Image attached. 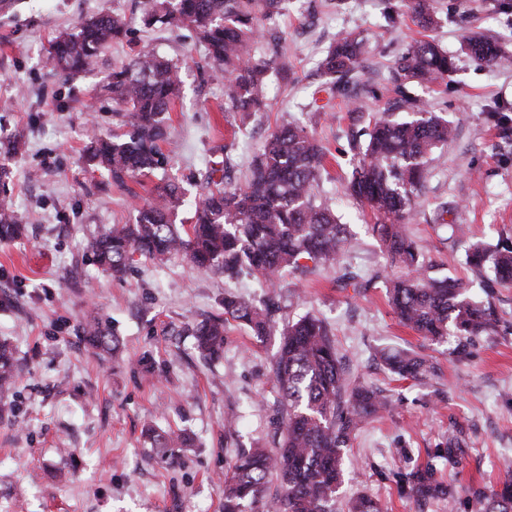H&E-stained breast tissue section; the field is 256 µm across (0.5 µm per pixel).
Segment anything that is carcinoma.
Segmentation results:
<instances>
[{
	"label": "carcinoma",
	"instance_id": "cac0c4a2",
	"mask_svg": "<svg viewBox=\"0 0 512 512\" xmlns=\"http://www.w3.org/2000/svg\"><path fill=\"white\" fill-rule=\"evenodd\" d=\"M283 0H148L141 23L189 26L204 46L207 58L224 73V111L257 112L265 105L266 73L274 61L257 58L252 45L260 33L257 14L270 18ZM418 22H434L428 0H412ZM134 22L121 13L99 14L75 31L47 42V60L64 73L96 66L113 42L129 40ZM471 58L486 65L512 60L497 41L473 36L467 41ZM368 51L367 41L352 34L329 47L320 67L331 78V93H343L344 80L358 71ZM181 64L150 51L136 52L128 63L112 69L103 90L115 104L119 130L97 131L83 159L104 169L120 188L127 181L148 177L166 161L162 144L169 137L164 115L180 92ZM453 70L448 53L431 41H416L396 60V97L389 111L368 119L352 132L349 149L357 163L346 191L369 208V230L391 262L408 276L391 281L388 301L405 326L432 341L453 330L454 352L463 355L474 338L495 332L499 313L489 299L476 301L467 287L451 278L432 275L433 266L420 260L416 242L405 225L417 214L418 198L434 149L452 139L456 128L442 112L406 91L410 83L440 84ZM407 114L403 119L394 112ZM327 151L304 128L283 125L265 143L251 164L243 185L228 186L227 161L208 169L198 184L194 223L173 224L170 215L183 191L175 182L157 186L152 198L135 208L131 224L104 230L90 245L93 261L115 275L124 274L135 257L164 264L182 252L197 266L233 278L244 271L272 283L286 269L300 268L303 259L335 266L350 242L347 225L315 188L325 169ZM23 227L12 205L0 200V242L22 236ZM465 261L486 283L512 284V243L490 247L470 243ZM275 296L262 306L224 297V317L198 325L194 331L200 356L212 358L224 350V333L237 324L262 337L276 323ZM84 339L112 356L120 352L118 337L99 322L84 329ZM389 370L403 379L423 380L435 366L418 353L382 354ZM12 351L0 343V416L11 413L6 394L16 382ZM271 380L280 396L282 438L278 450L249 448L239 453L224 475L223 512H336L335 495L351 435L366 419L386 409L389 400L343 372L335 340L327 324L307 315L288 323L271 365ZM151 447L162 461L189 438L156 430L148 432ZM271 474L280 478L279 492L266 497ZM400 493L418 500L453 504L457 490L438 476L430 461L399 476ZM474 512H512V478L498 490L473 487Z\"/></svg>",
	"mask_w": 512,
	"mask_h": 512
}]
</instances>
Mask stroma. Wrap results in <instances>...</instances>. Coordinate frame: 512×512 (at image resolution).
Returning <instances> with one entry per match:
<instances>
[{
  "mask_svg": "<svg viewBox=\"0 0 512 512\" xmlns=\"http://www.w3.org/2000/svg\"><path fill=\"white\" fill-rule=\"evenodd\" d=\"M12 2L0 8V101L7 103L0 167L26 234L0 244V339L13 348L18 375L14 412L0 418V512H222L224 473L238 452L277 448L270 363L279 328L261 340L231 328L213 361L200 358L192 336L199 322L223 315L225 296L259 306L267 285L248 274L227 279L201 270L182 254L162 268L140 260L118 277L93 262L89 243L111 225L133 223L137 198L168 179L185 192L172 219L190 224L194 182L210 161L230 160L232 182L242 184L267 137L286 124L328 148L318 196L348 224L352 242L338 267L278 277L280 319H323L347 377L392 402L360 425L345 451L338 512L357 496L377 501L382 512H471L469 487L501 486L512 473V286L495 290L504 319L498 332L476 338L465 356L454 355L453 339L424 340L389 306L385 285L398 270L345 185L354 163L353 106L386 111L397 57L412 41H436L454 63L451 80L410 91L447 113L456 137L435 149L408 231L437 275L461 279L484 299L465 247L512 235V139L491 118L512 108V66L478 64L464 46L479 32L512 53V9H499L498 0H435L440 22L426 28L402 0H286L281 15L262 21L256 44L257 56L277 60L266 76V106L228 117L224 77L187 26L137 27L132 42L112 45L93 70L74 77L48 62L52 37L94 14L140 16L144 0ZM345 32L364 37L370 52L342 96L329 92L320 62ZM143 48L180 60L182 91L167 114V165L124 190L106 172L87 171L82 153L89 129H110L114 120L102 85ZM13 139L19 152L6 150ZM442 205L448 224L438 228L430 217ZM346 270L368 287L341 288ZM94 321L118 336L122 362L82 341ZM385 349L426 355L436 372L421 383L398 379L380 359ZM229 417L237 421L231 430ZM149 426L187 431L194 444L178 449L175 465L162 464L142 434ZM452 436L462 444L459 464L439 469L457 490L455 509L401 494L399 473L425 464Z\"/></svg>",
  "mask_w": 512,
  "mask_h": 512,
  "instance_id": "obj_1",
  "label": "stroma"
}]
</instances>
